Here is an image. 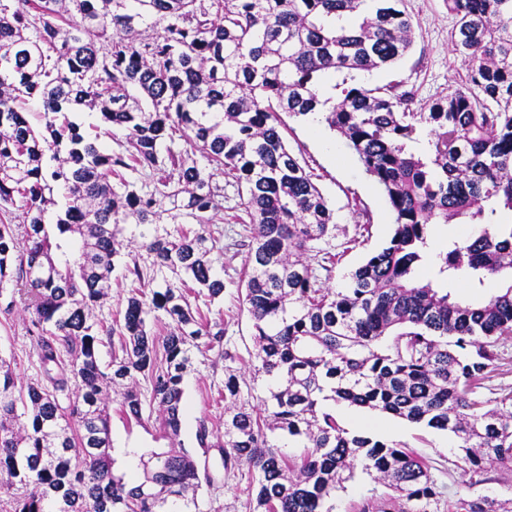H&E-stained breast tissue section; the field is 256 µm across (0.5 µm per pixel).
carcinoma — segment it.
Instances as JSON below:
<instances>
[{
	"instance_id": "carcinoma-1",
	"label": "carcinoma",
	"mask_w": 512,
	"mask_h": 512,
	"mask_svg": "<svg viewBox=\"0 0 512 512\" xmlns=\"http://www.w3.org/2000/svg\"><path fill=\"white\" fill-rule=\"evenodd\" d=\"M401 2L0 0V298L11 285L23 299L46 377L19 388L0 355L10 512H172L177 501L200 512L211 477L179 442L184 377L201 340L226 363L239 358L224 322L190 301L224 297L217 176L234 180L250 224L239 302L270 385L255 399L224 374V443L212 442L219 428L207 417L195 441L220 448L224 472L247 474L250 512H323L359 471L393 491L401 512H439L443 486L425 460L349 430L342 403L453 435L455 466L476 484L512 472V391L492 409L477 392L512 339V224L497 221L512 214V0H445L466 75L427 105L402 81L360 79L411 51ZM319 108L391 213L387 243L336 290L312 267L335 264L317 248L334 211L284 135V117ZM84 111L96 119L87 130L70 119ZM452 221L478 233L434 249L430 226ZM127 224L141 240L134 252ZM427 263L442 282L502 288L459 302L417 279ZM116 272L130 291L108 322L94 309ZM163 319L176 331L160 337ZM139 375L168 448L141 455L142 479L130 484L114 473L107 404L124 388L126 420L143 424ZM281 439L300 456L288 459ZM511 505L484 496L448 512Z\"/></svg>"
}]
</instances>
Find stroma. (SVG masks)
Listing matches in <instances>:
<instances>
[{
    "label": "stroma",
    "mask_w": 512,
    "mask_h": 512,
    "mask_svg": "<svg viewBox=\"0 0 512 512\" xmlns=\"http://www.w3.org/2000/svg\"><path fill=\"white\" fill-rule=\"evenodd\" d=\"M404 7L415 22V42L410 54L389 69L370 73L368 82L385 85L402 81L413 88L419 103L428 104L447 95L461 85L465 68L448 43V30L452 19L445 0H404ZM286 141L292 150L301 151L314 174L317 184L336 213V222L328 236L319 241L323 251L339 255L332 270L317 269L321 285L342 288L346 275L364 261L367 255L386 243L390 236V213L387 203L376 184L364 173L349 148L339 142L329 129L313 133L307 121L289 119ZM335 143V154H328L323 141ZM370 219L369 237L360 245H353L352 237L360 222V212ZM242 200L233 180L224 182V209L218 212L217 222L224 227V252L219 257L224 266V297L203 306L202 312L210 320H223L224 336L235 346L240 359L236 368L245 379L253 380L255 395L266 392L267 380L253 374L254 358L249 352L251 324L247 312L237 299V286L241 279L245 259L243 243L249 233L240 219ZM0 355L14 357V371L19 385L39 380L41 371L27 332V313L23 303H16L11 311L0 310ZM193 368L184 379L185 406L182 415L181 438L192 448L199 468L208 470L213 484H202L197 501L201 512H248L246 487L248 480L241 474L225 475L218 449L203 450L195 447V432L200 418L214 423L224 421V363L215 352L206 347L193 350ZM111 415L112 455L116 461L115 474L132 480L140 477L141 469L135 451L153 448V425H137L124 419L119 403L109 406ZM395 442L407 445L423 456L439 483L445 485L449 500H474L483 496L497 499L512 497V473H499L497 480L475 484L458 469L454 461L458 454L454 438L406 421L393 420Z\"/></svg>",
    "instance_id": "35a3bbf8"
}]
</instances>
